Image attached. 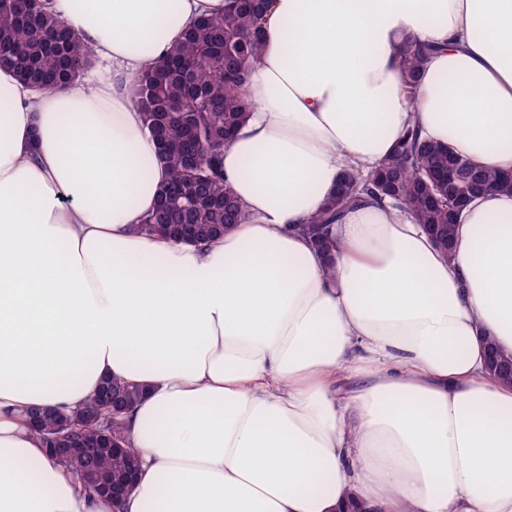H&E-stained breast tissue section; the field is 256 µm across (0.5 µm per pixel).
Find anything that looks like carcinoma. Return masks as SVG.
<instances>
[{
	"instance_id": "1",
	"label": "carcinoma",
	"mask_w": 512,
	"mask_h": 512,
	"mask_svg": "<svg viewBox=\"0 0 512 512\" xmlns=\"http://www.w3.org/2000/svg\"><path fill=\"white\" fill-rule=\"evenodd\" d=\"M266 0H229L224 15L193 23L150 68L134 77L131 94L144 126L155 139L169 179L159 188V204L137 232L200 242L224 233L246 218L222 173L224 144L246 123L251 103L242 93L261 53V23ZM401 75L413 92L427 51L411 40L403 45ZM94 64L92 51L40 0H0V66L11 68L24 83L53 90L81 78ZM415 128L376 166L379 176L347 168L323 214L298 226L300 234L325 256L332 245L325 229L340 213L367 196L388 201L427 228L445 252L452 251L458 219L448 216V154ZM463 168L485 184L490 194H511L512 178L473 165L456 155ZM487 367L512 383V357L487 342ZM112 412L103 420V442L89 458L64 460L79 483L105 496L100 476L128 483L136 476L138 455L126 437L124 414L140 391L121 381H105ZM98 396L72 412L44 411L35 434L43 445L69 448L76 430L91 423Z\"/></svg>"
}]
</instances>
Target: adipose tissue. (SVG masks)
<instances>
[{"label":"adipose tissue","mask_w":512,"mask_h":512,"mask_svg":"<svg viewBox=\"0 0 512 512\" xmlns=\"http://www.w3.org/2000/svg\"><path fill=\"white\" fill-rule=\"evenodd\" d=\"M225 6L50 0L100 69L37 91L0 67V512H512V384L486 370L512 354V195L477 196L450 257L370 198L330 229L334 271L297 231L412 127L512 172V0H268L223 155L246 220L140 235L168 173L129 85ZM107 379L144 391L117 502L24 415ZM400 54L402 79L409 91L413 93L426 64L427 51L416 41L411 40L403 45Z\"/></svg>","instance_id":"adipose-tissue-1"}]
</instances>
